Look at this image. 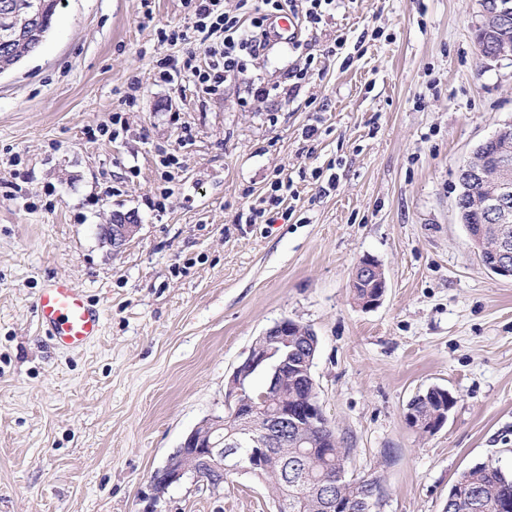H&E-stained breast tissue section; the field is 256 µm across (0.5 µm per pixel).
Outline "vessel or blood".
<instances>
[{"label":"vessel or blood","mask_w":512,"mask_h":512,"mask_svg":"<svg viewBox=\"0 0 512 512\" xmlns=\"http://www.w3.org/2000/svg\"><path fill=\"white\" fill-rule=\"evenodd\" d=\"M35 311L41 327L57 347H82L101 333L100 309L70 281L48 282L37 295Z\"/></svg>","instance_id":"obj_1"}]
</instances>
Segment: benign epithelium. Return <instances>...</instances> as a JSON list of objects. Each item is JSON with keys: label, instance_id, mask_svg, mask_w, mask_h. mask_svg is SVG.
I'll list each match as a JSON object with an SVG mask.
<instances>
[{"label": "benign epithelium", "instance_id": "7a95c632", "mask_svg": "<svg viewBox=\"0 0 512 512\" xmlns=\"http://www.w3.org/2000/svg\"><path fill=\"white\" fill-rule=\"evenodd\" d=\"M481 20L478 28L495 34L512 28V0H479ZM43 7L41 0H17L0 13V42H11L16 34L18 20L37 18ZM464 171L471 189V203L462 200L463 193L455 199V210H469L481 217L485 224L468 233L469 239L478 253L488 252L494 256L493 271L496 275L512 279V154L500 151L493 156L475 163L468 162ZM140 230V224L134 216L115 212L110 222L100 229L102 240L119 250L132 241ZM354 275L368 279L378 288L364 307L372 308L382 300L387 280L381 266L370 260H362ZM301 326L288 318L281 319L267 328L262 336L275 342L288 343V339L299 335ZM273 352L258 354L250 351L244 361L235 368L228 382L227 395L234 401L226 416H212L203 420L171 453L162 468V482L151 481L153 500H160L168 486L181 482L185 477L199 479V472L193 469L200 461L217 474L252 472L265 466V460L274 456L270 446V437L290 428L304 425L315 426L325 418L319 404L315 383L312 377L313 359L298 362L284 355L272 359ZM264 369L272 377H283L293 373L306 379L311 386L312 400L304 409L288 406V397L275 401L271 410H266L270 400L268 393L257 392L251 388L253 373ZM448 419L442 413L437 419L424 421L414 412L407 413L411 427L422 433H433L440 429ZM303 483L311 491L319 494L326 512H342L343 507L336 499L333 490L335 478L323 476L296 475L291 486ZM384 501V488L372 485V493L360 501V512H379Z\"/></svg>", "mask_w": 512, "mask_h": 512}]
</instances>
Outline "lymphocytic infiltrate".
<instances>
[{
  "mask_svg": "<svg viewBox=\"0 0 512 512\" xmlns=\"http://www.w3.org/2000/svg\"><path fill=\"white\" fill-rule=\"evenodd\" d=\"M266 13L251 20L231 13L224 0H187L192 28L201 35L205 46L202 59L177 62L167 58L159 63V76L174 87L191 82L205 93L213 94L244 73L243 58L259 55L268 42L264 29L267 12L303 10L306 22L320 23L324 13L336 5V0H263Z\"/></svg>",
  "mask_w": 512,
  "mask_h": 512,
  "instance_id": "obj_1",
  "label": "lymphocytic infiltrate"
}]
</instances>
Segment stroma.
<instances>
[{
    "label": "stroma",
    "mask_w": 512,
    "mask_h": 512,
    "mask_svg": "<svg viewBox=\"0 0 512 512\" xmlns=\"http://www.w3.org/2000/svg\"><path fill=\"white\" fill-rule=\"evenodd\" d=\"M479 22L478 0H336L208 95L159 79V59L202 51L183 0L59 6L0 75V512H276L249 474L157 502L150 478L283 318L316 333L319 403L350 475H380L382 512H445L463 470L512 469V280L454 209L460 166L512 122V61L478 57ZM116 112L118 137L89 140ZM281 175L287 217L239 223ZM115 212L140 225L118 252L100 237ZM364 257L388 284L372 309L351 292ZM50 278L103 310L87 347L39 325ZM431 387L455 404L423 434L406 413Z\"/></svg>",
    "instance_id": "obj_1"
}]
</instances>
